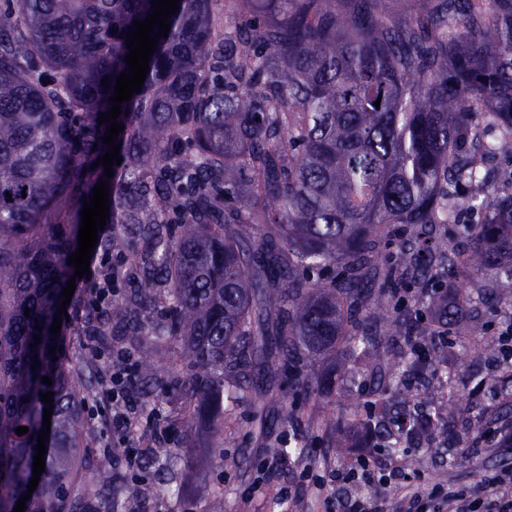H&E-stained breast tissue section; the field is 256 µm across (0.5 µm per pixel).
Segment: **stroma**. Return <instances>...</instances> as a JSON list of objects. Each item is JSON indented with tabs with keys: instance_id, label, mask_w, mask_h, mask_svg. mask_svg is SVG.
<instances>
[{
	"instance_id": "1",
	"label": "stroma",
	"mask_w": 512,
	"mask_h": 512,
	"mask_svg": "<svg viewBox=\"0 0 512 512\" xmlns=\"http://www.w3.org/2000/svg\"><path fill=\"white\" fill-rule=\"evenodd\" d=\"M460 294L471 318L447 335V368L426 366L412 377L414 401L431 411L443 405L447 392H454L457 415L483 418L488 428L496 430L501 422L491 415V407H498L500 413L512 409V375L503 368L498 339L503 325L512 322V298L502 296L489 302L479 277L465 282ZM109 340L110 349L101 350L90 337L71 336V343L79 349L73 368L82 373L94 367L103 375L109 371L113 351H125L126 385L138 416L136 435L159 440L162 451L144 457L136 445L113 439L112 391L108 388L90 389L82 400V414L97 431L91 447L110 453L129 483L151 482L160 489L155 496L131 499L117 490L88 486L85 493L94 512H208L210 501L219 493L224 496V512H323L322 500L311 489H298V496L286 501L275 495L281 487L298 488L304 467H312L318 475L341 467L340 459L328 447L334 439L333 428L314 431L309 422L316 417L332 418L343 425L380 413L377 398L365 388L348 389L340 384L335 401L297 402V420L271 432H264L252 409L244 406L226 420L222 447L182 448L178 445L180 430L171 424L182 413L179 403L167 395L147 396L146 385L137 380L139 352L120 334L110 335ZM373 444L381 464L402 471L403 488L381 491L375 484L359 481L337 489V500L380 495L387 512H400L404 490L421 493L435 485L467 489L482 477L512 469L511 443H477L461 427L455 433H439L425 440L406 435L394 448L386 447L381 437ZM136 455L141 458L139 466H130V457ZM237 456L243 462L236 467L230 460ZM262 474L267 477L268 489L254 491Z\"/></svg>"
}]
</instances>
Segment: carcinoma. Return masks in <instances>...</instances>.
Segmentation results:
<instances>
[{
  "label": "carcinoma",
  "mask_w": 512,
  "mask_h": 512,
  "mask_svg": "<svg viewBox=\"0 0 512 512\" xmlns=\"http://www.w3.org/2000/svg\"><path fill=\"white\" fill-rule=\"evenodd\" d=\"M152 2L0 8V512L27 494L46 392L45 469L24 512L87 510L89 382L50 328L101 180L116 227L96 248L146 247L73 306L88 332L114 313L181 364L184 448L222 436L241 403L266 417L269 372L317 400L333 397L331 379L366 375L383 413L359 428L378 431L395 407L409 417L401 380L417 347L448 365L420 304L462 317L455 289L472 273L512 294V179L482 165L512 157V0H238L246 19L232 30L221 0H178L141 92L121 104L108 178L93 166L109 150L97 120ZM413 9L411 26L386 21ZM391 224L410 235L381 266ZM103 280L133 285L115 311ZM402 291L413 306L391 305ZM319 358L330 363L316 373ZM91 478L113 484L109 458Z\"/></svg>",
  "instance_id": "carcinoma-1"
}]
</instances>
